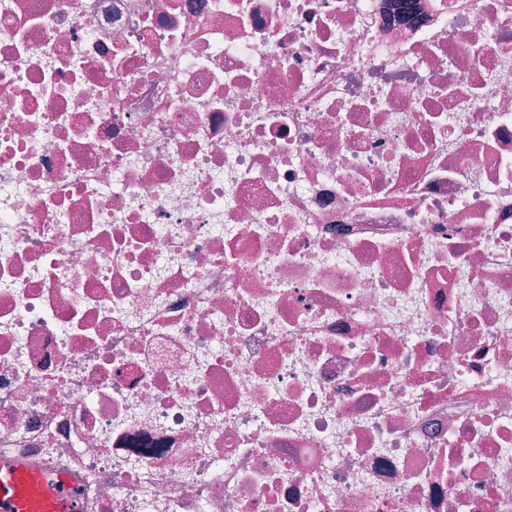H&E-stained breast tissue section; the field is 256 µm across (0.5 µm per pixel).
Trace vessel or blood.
<instances>
[{
  "mask_svg": "<svg viewBox=\"0 0 512 512\" xmlns=\"http://www.w3.org/2000/svg\"><path fill=\"white\" fill-rule=\"evenodd\" d=\"M72 479L0 454V512H79Z\"/></svg>",
  "mask_w": 512,
  "mask_h": 512,
  "instance_id": "b4317fda",
  "label": "vessel or blood"
}]
</instances>
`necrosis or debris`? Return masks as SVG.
<instances>
[{"instance_id":"necrosis-or-debris-1","label":"necrosis or debris","mask_w":512,"mask_h":512,"mask_svg":"<svg viewBox=\"0 0 512 512\" xmlns=\"http://www.w3.org/2000/svg\"><path fill=\"white\" fill-rule=\"evenodd\" d=\"M0 453L512 512V0H0Z\"/></svg>"}]
</instances>
